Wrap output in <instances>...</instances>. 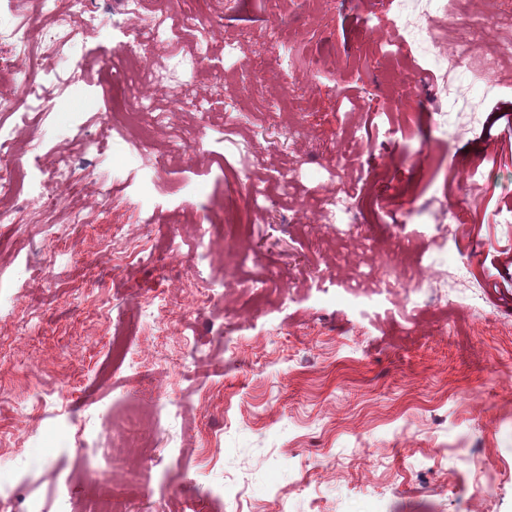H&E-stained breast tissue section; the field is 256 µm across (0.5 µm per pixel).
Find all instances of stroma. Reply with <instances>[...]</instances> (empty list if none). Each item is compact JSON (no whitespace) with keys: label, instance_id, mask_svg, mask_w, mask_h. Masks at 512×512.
Instances as JSON below:
<instances>
[{"label":"stroma","instance_id":"35a3bbf8","mask_svg":"<svg viewBox=\"0 0 512 512\" xmlns=\"http://www.w3.org/2000/svg\"><path fill=\"white\" fill-rule=\"evenodd\" d=\"M211 24L177 27L160 55L167 85L149 90L164 125L143 131L113 103L146 61L102 65L132 42L119 9L76 55L86 81L55 113L14 130L18 152L38 150L35 179L71 155L84 189L35 223L0 230V470L35 475L48 512L91 494L83 467L126 457L112 417L130 404L182 415L147 425L155 449L147 490L127 512H512V83L475 99L481 124L450 139L407 129L398 103L413 82L360 56L362 41L400 43L399 0H178ZM280 69L241 66L256 54ZM112 145L79 154L98 119ZM149 134L157 163L134 156ZM191 143L185 155L173 146ZM339 171L353 208L372 196L360 239L377 258L392 240L471 272L474 304L447 293L399 294L380 322L378 299L343 294L325 269L336 227L313 218ZM261 178L266 209L232 238L225 217L246 205L239 174ZM112 201L93 197L98 178ZM448 195L468 222L442 241L421 209ZM78 212L81 223L65 218ZM170 250L166 263L131 259L126 236ZM46 275L28 279L33 264ZM219 287L194 302L196 278ZM163 303L169 328L135 324ZM125 333L135 368L112 364Z\"/></svg>","mask_w":512,"mask_h":512}]
</instances>
